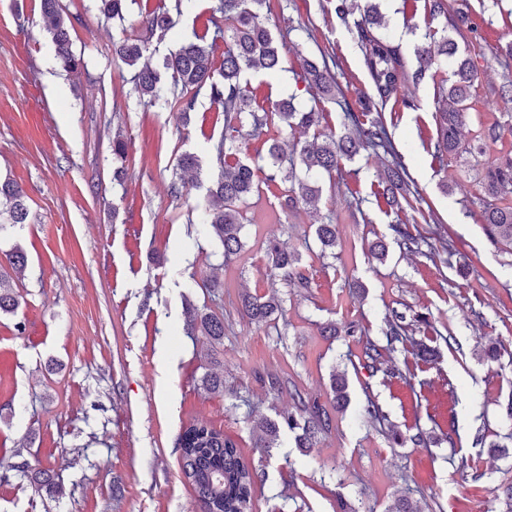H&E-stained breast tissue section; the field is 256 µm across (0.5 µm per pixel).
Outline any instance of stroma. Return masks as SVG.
<instances>
[{"label":"stroma","mask_w":512,"mask_h":512,"mask_svg":"<svg viewBox=\"0 0 512 512\" xmlns=\"http://www.w3.org/2000/svg\"><path fill=\"white\" fill-rule=\"evenodd\" d=\"M467 7L471 31L459 36L488 84H501V45L512 41V0H448ZM75 17L72 49L83 69L64 72L42 17L40 0H0V176L23 189L28 224L0 233V251L28 257L18 280L20 306L0 314V512H200L180 468L179 437L204 421L240 448L265 474L253 512H388L408 495L422 512H512L497 489L512 484V244L491 245L483 231L480 174L487 156L436 159L432 80L415 91L418 107L388 102L382 118L396 153L419 192L397 211L378 196L380 157L363 152L322 182L318 213L283 212L287 183L262 189L244 209L243 250L224 259L208 225L190 222L216 167L215 146L233 157L261 159L271 142L290 151L294 132L281 124L264 134L225 127L224 114L200 92L188 125L163 105L146 106L130 69L112 56L121 34L148 37L161 65L176 43L203 34L214 0H190L165 38L148 36L139 16L170 0H137L125 30L99 16L95 0H61ZM335 0H271L268 25L288 47L278 75L246 73L258 104L279 100L322 111L326 131L342 134L346 111H361L370 79L354 30L335 16ZM406 61H413L408 25L427 31L425 0H398L386 17ZM334 52L345 103L323 98L296 80L299 56ZM479 85L463 130L474 141L501 123L494 152L512 151L508 105ZM127 144L124 160L112 141ZM192 152L200 180L182 196L170 192L178 155ZM125 168L124 182L113 179ZM336 226L337 244L321 251L318 222ZM410 224L427 240L423 253L394 241L392 224ZM297 252L309 280L271 276L269 239ZM389 244L385 261L370 247ZM218 279L224 302V344L184 332L186 301L203 304ZM277 296L283 311L263 324L239 311L244 293ZM429 321L431 361L398 346L400 376L361 366L367 342L385 344L393 312ZM358 323L361 336H329V323ZM501 345L498 359L485 344ZM224 373L225 393L207 394L201 376ZM278 373L291 386L270 393L262 377ZM345 375L350 403L335 409L331 376ZM331 411L332 426L301 451L294 434L272 456L255 446L251 417L295 411L298 397ZM385 424L364 413L367 401ZM406 435L393 444L391 431ZM423 433L416 445L410 435ZM46 469L63 496L36 488L19 472Z\"/></svg>","instance_id":"1"}]
</instances>
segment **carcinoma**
Instances as JSON below:
<instances>
[{
    "instance_id": "obj_1",
    "label": "carcinoma",
    "mask_w": 512,
    "mask_h": 512,
    "mask_svg": "<svg viewBox=\"0 0 512 512\" xmlns=\"http://www.w3.org/2000/svg\"><path fill=\"white\" fill-rule=\"evenodd\" d=\"M97 11L114 24L123 25L129 4L135 0H96ZM185 0H174L172 9L152 11L142 18L143 26L164 37L173 23L171 12L181 13ZM382 0H336V18L354 25L363 64L372 81V93L366 95L365 111L385 106L398 96L400 80L418 85L424 79H434L438 104V133L435 149L438 156L448 154H481L488 143L499 139L500 126L495 125L484 135L485 143L471 145L460 139V129L470 117L472 89L479 73L470 50L459 46L453 34H460L469 26L468 13L460 8L448 9V0H428L431 20H442L441 31L430 30L415 43L414 66L406 69V62L398 45L386 36V26L380 11ZM43 17L49 22V32L55 43L61 68L75 72L84 67L81 56L72 50L73 25L65 14L61 0H41ZM270 8L269 0H217L211 8L208 23L213 28L212 41L224 39V65L220 77H215L211 45L194 41L176 44L163 59L161 67L143 61L149 52V42L125 38L113 44V54L133 70L134 88L147 105L159 101L176 112L185 122L194 111L196 97L202 89L209 91L211 101L220 106L227 123L246 113L251 119V132L262 131L280 122L299 132L301 139L294 145L295 155L289 158L288 182L285 195L288 207L300 204L310 206L320 197L316 180L324 176L333 179L343 160H350L363 151H389L390 139L382 119L365 122L361 115L347 113L344 133L336 136L325 131L323 114L315 108L303 109L293 99L282 100L270 111L253 110V97L242 85L247 70L275 75L282 71L284 43L279 41L263 19L262 10ZM356 19L349 20V17ZM445 67L450 72L446 79L435 80V70ZM300 78L308 87L318 89L330 97L341 93L336 77L326 61L316 62L307 57L300 62ZM224 144L217 147L218 172L211 178L206 204L201 207L204 223L224 250V255L238 253L242 248L241 231L244 227L242 206L249 196L260 192L257 168L247 160H224ZM201 168L198 156L183 152L178 158L171 182L172 193L182 195L185 188L183 174ZM380 196L390 206H412L418 199L411 187L405 169L397 161L377 171ZM482 188V224L489 241L512 243V154L499 157L484 168ZM30 210L26 195L11 179H0V233L19 224L29 223ZM396 240L410 252L421 250L424 240L413 235L408 224L393 226ZM316 237L321 248L336 247V225L318 224ZM267 266L273 276L285 282L300 277L299 257L271 242L265 252ZM27 263L26 255L15 249L0 256V314H13L20 305L15 292L14 278L20 276ZM281 308L280 301L270 296L245 293L241 296L239 311L255 323L267 322ZM190 335L201 333L217 345L224 344V317L209 310L188 304L185 321ZM410 324L402 313L394 314L389 343L400 341ZM391 349L380 350L371 344L366 348V368L371 373L395 371L385 366ZM202 389L208 394H224V373L206 372L201 377ZM331 389L339 407L348 402L347 382L344 376H332ZM307 417L298 419L293 414H282L277 419L264 416L253 420L257 434L256 447L269 456L280 447V438L295 434L299 448H310L317 435L328 430L331 418L317 402L301 401ZM181 469L191 482L204 512H250L254 487L262 472L247 464L234 441L204 422L187 427L180 436Z\"/></svg>"
}]
</instances>
